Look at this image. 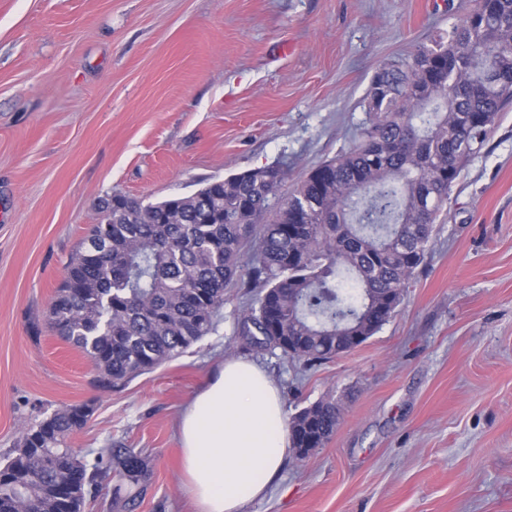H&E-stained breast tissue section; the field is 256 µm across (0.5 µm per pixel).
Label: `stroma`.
Segmentation results:
<instances>
[{
    "mask_svg": "<svg viewBox=\"0 0 512 512\" xmlns=\"http://www.w3.org/2000/svg\"><path fill=\"white\" fill-rule=\"evenodd\" d=\"M458 17L448 0H0V454L86 405L71 447L141 450L151 476L83 512H193L179 416L241 358L286 414L343 406L332 439L243 512H512V111L453 187L400 311L341 357L249 346L254 296L232 288L211 334L105 390L47 324L100 199L272 165L296 183L356 144L375 70Z\"/></svg>",
    "mask_w": 512,
    "mask_h": 512,
    "instance_id": "35a3bbf8",
    "label": "stroma"
}]
</instances>
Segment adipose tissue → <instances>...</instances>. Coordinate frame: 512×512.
<instances>
[{"mask_svg":"<svg viewBox=\"0 0 512 512\" xmlns=\"http://www.w3.org/2000/svg\"><path fill=\"white\" fill-rule=\"evenodd\" d=\"M178 433L196 512H242L278 478L291 446L277 387L247 360L219 366Z\"/></svg>","mask_w":512,"mask_h":512,"instance_id":"obj_1","label":"adipose tissue"}]
</instances>
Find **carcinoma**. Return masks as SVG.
I'll return each instance as SVG.
<instances>
[{
	"mask_svg": "<svg viewBox=\"0 0 512 512\" xmlns=\"http://www.w3.org/2000/svg\"><path fill=\"white\" fill-rule=\"evenodd\" d=\"M349 151L311 170L277 210L286 179L250 169L157 203L101 200L95 225L49 307L51 327L89 357L103 389L171 361L211 333L224 292L257 289L239 322L248 343L308 364L364 343L400 310L425 265L434 227L470 158L512 106V0H475L446 35L383 63ZM352 279L359 290L342 292ZM86 405L20 432L0 464V512H81L105 481L139 486L132 448L88 457L69 445ZM336 399L288 421L294 457L336 432Z\"/></svg>",
	"mask_w": 512,
	"mask_h": 512,
	"instance_id": "obj_1",
	"label": "carcinoma"
}]
</instances>
